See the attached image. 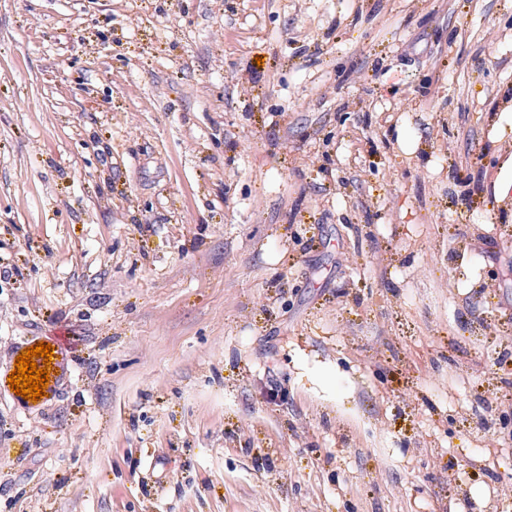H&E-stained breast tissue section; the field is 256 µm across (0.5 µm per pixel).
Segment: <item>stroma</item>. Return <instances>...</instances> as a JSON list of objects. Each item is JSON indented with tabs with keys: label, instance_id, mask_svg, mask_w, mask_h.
<instances>
[{
	"label": "stroma",
	"instance_id": "obj_1",
	"mask_svg": "<svg viewBox=\"0 0 512 512\" xmlns=\"http://www.w3.org/2000/svg\"><path fill=\"white\" fill-rule=\"evenodd\" d=\"M506 224L512 0H0V512H512Z\"/></svg>",
	"mask_w": 512,
	"mask_h": 512
}]
</instances>
